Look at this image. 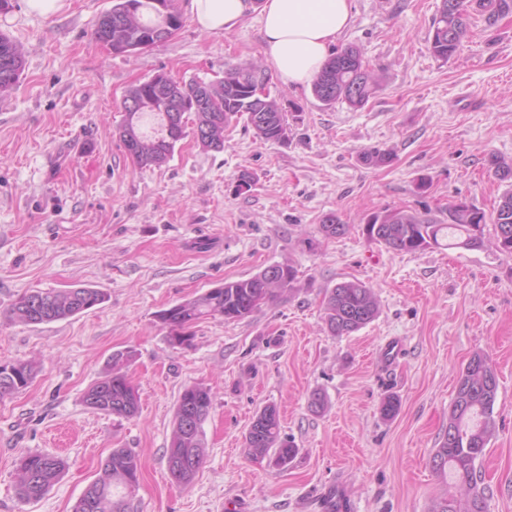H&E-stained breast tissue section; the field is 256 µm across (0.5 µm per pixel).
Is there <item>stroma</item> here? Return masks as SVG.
<instances>
[{
    "label": "stroma",
    "mask_w": 512,
    "mask_h": 512,
    "mask_svg": "<svg viewBox=\"0 0 512 512\" xmlns=\"http://www.w3.org/2000/svg\"><path fill=\"white\" fill-rule=\"evenodd\" d=\"M11 3L0 33L21 45L25 70L0 95V362L33 360L37 372L0 399V512H73L115 448L140 459L128 512H227L236 500L246 512H320L329 489L348 512H431L453 490L430 460L476 352L499 382L496 432L477 468L487 512H512V254L496 248L489 225L481 248L405 253L367 239L361 224L384 208L437 216L461 199L493 214L507 185L486 158L512 162V16L491 27L472 13L467 39L444 61L429 50L441 0H356L336 45L360 47L381 81L354 110L288 88L266 62L255 13L222 34L185 17L170 40L126 55L93 38L113 0H64L47 18ZM231 64L264 72L266 94L291 118L289 143L259 140L241 117L223 151L203 150L189 133L168 164L138 168L115 134L125 89L160 71L209 81ZM373 147L392 162L364 165L360 154ZM244 171L254 183L239 194ZM423 175L432 182L421 192ZM329 213L349 224L346 235H322ZM272 264L297 269L292 297L240 321L200 320L191 346L169 344L159 311ZM349 279L374 289L380 311L336 337L323 297ZM73 286L107 299L65 320L11 321L18 294ZM395 339L401 359L384 366L381 349ZM119 351L133 354L131 417L84 403ZM198 383L213 395L205 458L182 486L166 450L178 398ZM315 392L327 400L318 413ZM389 395L399 411L387 419ZM268 404L298 450L284 468L245 448ZM27 452L65 461L33 502L17 495Z\"/></svg>",
    "instance_id": "stroma-1"
}]
</instances>
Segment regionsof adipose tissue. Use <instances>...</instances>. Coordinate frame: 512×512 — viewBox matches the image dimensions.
Masks as SVG:
<instances>
[{"label": "adipose tissue", "instance_id": "1", "mask_svg": "<svg viewBox=\"0 0 512 512\" xmlns=\"http://www.w3.org/2000/svg\"><path fill=\"white\" fill-rule=\"evenodd\" d=\"M188 12L207 34L232 31L259 13L267 61L291 87L310 85L329 49L354 21V0H189Z\"/></svg>", "mask_w": 512, "mask_h": 512}]
</instances>
